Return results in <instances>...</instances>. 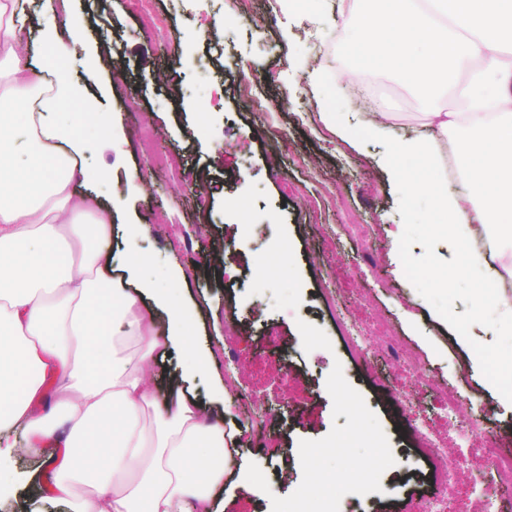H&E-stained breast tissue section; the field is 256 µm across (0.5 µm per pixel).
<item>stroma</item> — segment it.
Listing matches in <instances>:
<instances>
[{
	"mask_svg": "<svg viewBox=\"0 0 512 512\" xmlns=\"http://www.w3.org/2000/svg\"><path fill=\"white\" fill-rule=\"evenodd\" d=\"M224 3L156 0L166 20L160 30L143 21L138 0H70L65 11L59 0H29L33 23L17 32L37 56L49 53L46 30L73 34L80 58L66 72L74 84L99 63L98 84L56 115L84 144L76 186L121 200L114 249L124 259L133 247L148 253L143 277L183 299L198 350L231 357L230 371L216 369L198 393L211 398L209 410L226 429L242 433L234 469L263 475L266 490L229 479L219 512H291L309 471L283 465V449L339 441L358 468L375 470L379 456L396 453L403 465L339 499L337 512H418L434 479L415 452L417 423L463 456L448 512H476L470 483L497 450L512 447V403L482 375L469 340L406 279L384 147L325 125L324 101L307 77L319 64L341 87L355 60L356 21L342 10L334 28L316 32L277 0H250L228 21ZM368 81L390 96L372 112L344 90L348 126L432 139L442 157L459 148L457 131L439 133L425 118L435 107L453 109L451 93L425 96L390 69ZM88 109L94 119H82ZM165 153L175 168L156 164ZM199 187L202 209L192 195ZM131 224L143 234L129 238ZM472 232L490 251L482 270L512 279V243L479 223ZM213 259L225 278L210 276ZM180 267L188 281H168ZM340 316L360 327L382 324L363 358H349ZM303 334L309 345L300 344ZM351 400L358 410L348 408ZM476 418L484 432L461 448L458 431Z\"/></svg>",
	"mask_w": 512,
	"mask_h": 512,
	"instance_id": "obj_1",
	"label": "stroma"
}]
</instances>
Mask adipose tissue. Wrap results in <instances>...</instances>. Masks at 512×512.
I'll return each instance as SVG.
<instances>
[{"label":"adipose tissue","instance_id":"adipose-tissue-1","mask_svg":"<svg viewBox=\"0 0 512 512\" xmlns=\"http://www.w3.org/2000/svg\"><path fill=\"white\" fill-rule=\"evenodd\" d=\"M360 25L353 84L382 68L417 86L451 88L457 111L426 113L444 133L469 116L462 174L478 203L466 207L427 170L433 142L400 143L424 167L405 177L408 196L431 198L449 236L466 240L472 222L512 237V0H372ZM25 0H0V471L31 444L61 448L0 496L52 489L73 512H217L233 443L206 406L170 389L157 402L153 368L174 344L193 352L176 295L144 301L148 283L126 288L112 276V215L120 203L76 194L83 145L52 121L80 94L50 65H36L16 34ZM163 310L170 335L156 330ZM55 371L52 395L40 373ZM43 406L35 413L32 403Z\"/></svg>","mask_w":512,"mask_h":512}]
</instances>
